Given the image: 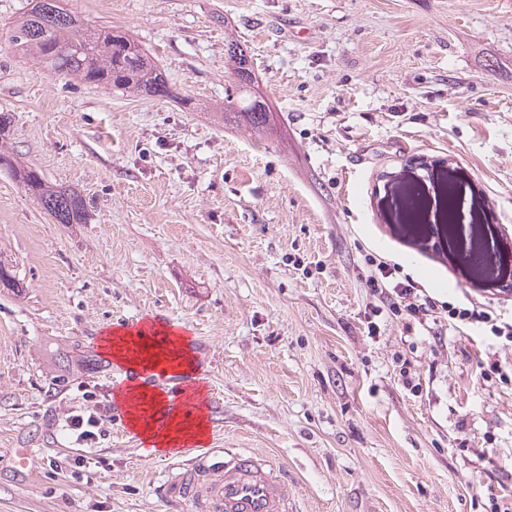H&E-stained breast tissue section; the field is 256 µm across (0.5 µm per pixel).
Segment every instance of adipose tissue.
Instances as JSON below:
<instances>
[{
  "instance_id": "adipose-tissue-1",
  "label": "adipose tissue",
  "mask_w": 512,
  "mask_h": 512,
  "mask_svg": "<svg viewBox=\"0 0 512 512\" xmlns=\"http://www.w3.org/2000/svg\"><path fill=\"white\" fill-rule=\"evenodd\" d=\"M143 327L109 329L99 338L100 349L116 363L133 372L134 377L114 392L116 403L126 408L128 427L149 446L151 452H169L182 445L205 443L208 424L204 412L183 413L170 410L163 391L140 383L148 372L168 370L195 379L198 370L186 336L156 346L143 338ZM167 417L168 428L157 432L159 417Z\"/></svg>"
}]
</instances>
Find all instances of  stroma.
<instances>
[{
  "instance_id": "1",
  "label": "stroma",
  "mask_w": 512,
  "mask_h": 512,
  "mask_svg": "<svg viewBox=\"0 0 512 512\" xmlns=\"http://www.w3.org/2000/svg\"><path fill=\"white\" fill-rule=\"evenodd\" d=\"M130 34L172 99L68 81L10 41L31 0H0V113L9 145L80 192L58 224L0 171V512H202L174 492L184 451L145 455L114 407L109 356L49 386L47 348L94 353L148 315L184 328L207 388V447L281 468L289 512H490L512 495V387L477 384L512 342L447 313L407 330L380 306L372 258L439 305L512 320V279L474 276L437 230L407 234L395 184L462 185L459 217L512 268V0H64ZM247 49L277 120L219 123L229 39ZM378 310V331L366 315ZM411 363L418 391L401 372ZM111 406L95 447L69 413ZM31 448L17 471L7 451ZM85 455L89 464L74 465Z\"/></svg>"
}]
</instances>
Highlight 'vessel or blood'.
Instances as JSON below:
<instances>
[{"label":"vessel or blood","instance_id":"obj_1","mask_svg":"<svg viewBox=\"0 0 512 512\" xmlns=\"http://www.w3.org/2000/svg\"><path fill=\"white\" fill-rule=\"evenodd\" d=\"M151 381L156 386L174 385L178 404L196 401L188 382L172 383L169 375L160 372ZM212 459L211 452L201 453L193 467L179 475L184 497L203 499L208 512H288V481L275 465L248 452L228 453L220 477L201 485L198 472L208 468Z\"/></svg>","mask_w":512,"mask_h":512}]
</instances>
